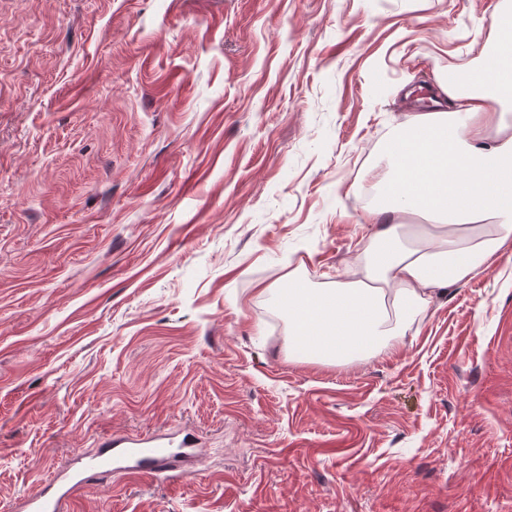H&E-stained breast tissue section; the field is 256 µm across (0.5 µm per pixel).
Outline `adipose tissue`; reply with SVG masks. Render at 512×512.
Masks as SVG:
<instances>
[{
    "label": "adipose tissue",
    "instance_id": "ef3b65f1",
    "mask_svg": "<svg viewBox=\"0 0 512 512\" xmlns=\"http://www.w3.org/2000/svg\"><path fill=\"white\" fill-rule=\"evenodd\" d=\"M497 42L479 66L439 81L436 107L389 129L391 172L375 180L369 234L345 277L321 285L299 271L259 294L288 318L291 348L342 364L395 346L446 295L512 248V29L492 18ZM440 223L430 231L415 217Z\"/></svg>",
    "mask_w": 512,
    "mask_h": 512
}]
</instances>
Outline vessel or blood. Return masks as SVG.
Listing matches in <instances>:
<instances>
[{
    "label": "vessel or blood",
    "mask_w": 512,
    "mask_h": 512,
    "mask_svg": "<svg viewBox=\"0 0 512 512\" xmlns=\"http://www.w3.org/2000/svg\"><path fill=\"white\" fill-rule=\"evenodd\" d=\"M198 453V440L189 433L114 436L95 454L81 456L75 472L53 475L47 487L27 496L20 509L21 512H69L75 491L101 473L113 471L149 477L163 472L168 478L179 480L188 472L187 462Z\"/></svg>",
    "instance_id": "1"
}]
</instances>
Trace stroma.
Wrapping results in <instances>:
<instances>
[{"label": "stroma", "instance_id": "obj_1", "mask_svg": "<svg viewBox=\"0 0 512 512\" xmlns=\"http://www.w3.org/2000/svg\"><path fill=\"white\" fill-rule=\"evenodd\" d=\"M502 2L0 0V512L175 429L188 476L73 512H512V253L344 365L258 294L364 248L386 130Z\"/></svg>", "mask_w": 512, "mask_h": 512}]
</instances>
